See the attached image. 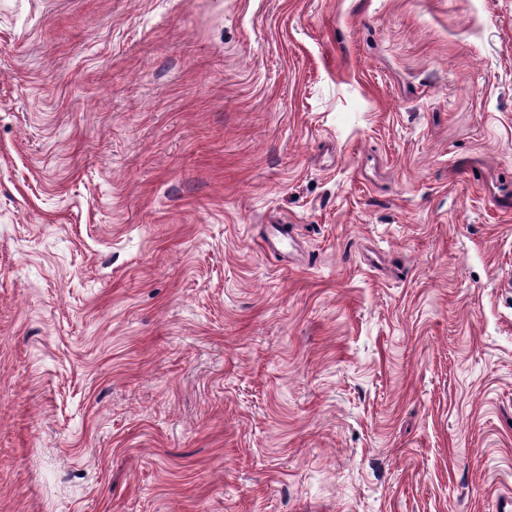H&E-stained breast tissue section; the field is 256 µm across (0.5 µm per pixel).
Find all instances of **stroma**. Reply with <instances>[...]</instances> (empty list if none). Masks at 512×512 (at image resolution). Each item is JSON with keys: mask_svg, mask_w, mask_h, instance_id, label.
I'll return each mask as SVG.
<instances>
[{"mask_svg": "<svg viewBox=\"0 0 512 512\" xmlns=\"http://www.w3.org/2000/svg\"><path fill=\"white\" fill-rule=\"evenodd\" d=\"M509 490L512 0H0V512Z\"/></svg>", "mask_w": 512, "mask_h": 512, "instance_id": "35a3bbf8", "label": "stroma"}]
</instances>
